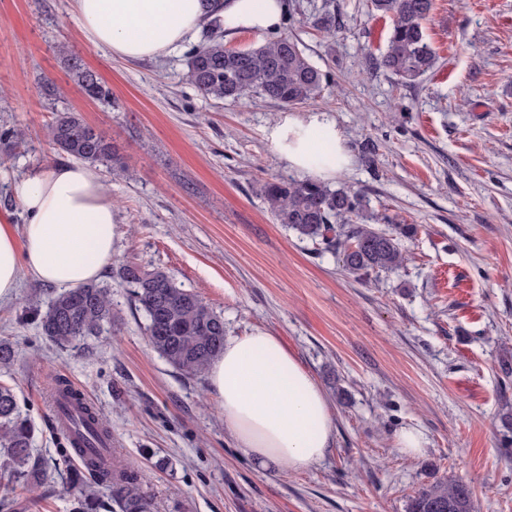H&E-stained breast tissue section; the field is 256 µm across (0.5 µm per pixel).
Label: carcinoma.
<instances>
[{
    "label": "carcinoma",
    "mask_w": 512,
    "mask_h": 512,
    "mask_svg": "<svg viewBox=\"0 0 512 512\" xmlns=\"http://www.w3.org/2000/svg\"><path fill=\"white\" fill-rule=\"evenodd\" d=\"M371 5L392 22L375 65L405 85L416 83L437 63L425 33L432 20L433 0H371ZM219 12L218 0H212L207 22L210 34L188 58V77L202 96L246 106L259 101L294 106L321 94L327 75L296 40L280 36L256 47L230 48L224 44V20ZM312 24L325 36L336 33L333 0H325ZM56 51L86 98L111 97L101 77L74 56L67 44H57ZM46 137L61 154L106 165L117 175L125 173L112 144L77 112L55 113ZM261 197L275 223L337 256L350 275L367 280L374 274L395 273L406 264L404 240L416 233V226L380 227L369 199L360 190L345 185L333 188L314 178H273L263 184ZM117 275L145 315L153 349L186 376L204 373L224 350V317L197 294L179 287L165 271L128 262L119 267ZM112 318V290L96 282L55 294L46 311L38 315L42 334L60 347L98 336L104 326L112 324ZM15 361L13 342L0 339V369L12 367ZM73 424L78 436L67 448L59 449L58 465L70 471L64 492L75 512H153L152 498L137 467L119 461L102 465L95 442L111 429L98 418L94 406L80 407ZM34 434L35 426L22 415L13 389L0 385V480L12 490L41 483L49 467L48 459L33 447ZM100 485L111 488L107 504L94 492ZM406 512H474L473 491L461 479L439 481L418 490Z\"/></svg>",
    "instance_id": "carcinoma-1"
}]
</instances>
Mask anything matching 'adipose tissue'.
I'll return each mask as SVG.
<instances>
[{"label":"adipose tissue","mask_w":512,"mask_h":512,"mask_svg":"<svg viewBox=\"0 0 512 512\" xmlns=\"http://www.w3.org/2000/svg\"><path fill=\"white\" fill-rule=\"evenodd\" d=\"M85 40L129 61L157 59L193 39L205 21L203 0H73ZM224 29L278 32L285 0H222ZM275 150L313 178L335 177L350 157L325 113L284 116L269 132ZM28 217L23 237L0 222V301L22 275L63 289L99 279L112 263L114 217L98 170L66 163L31 173L17 188ZM224 427L261 469L298 472L322 459L334 435L327 397L313 376L269 333L226 338L208 369Z\"/></svg>","instance_id":"adipose-tissue-1"}]
</instances>
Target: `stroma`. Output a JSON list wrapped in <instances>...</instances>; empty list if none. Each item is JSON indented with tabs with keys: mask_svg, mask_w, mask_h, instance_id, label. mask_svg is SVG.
I'll return each mask as SVG.
<instances>
[{
	"mask_svg": "<svg viewBox=\"0 0 512 512\" xmlns=\"http://www.w3.org/2000/svg\"><path fill=\"white\" fill-rule=\"evenodd\" d=\"M323 0H288L282 32L327 75L321 96L286 107L202 97L188 50L124 61L90 45L72 0H0V218L22 233L17 185L61 163L45 139L54 112L101 130L126 176L101 174L114 204L112 327L88 345L59 348L33 315L52 285L23 276L0 306V338L17 360L0 371L33 422L35 446H60L47 394L67 378L112 429V454L137 466L155 512H405L408 500L454 476L476 512H512V0H434L435 68L406 86L369 66L391 21L370 0H336L327 37L308 19ZM64 41L112 91L87 99L56 53ZM61 88L47 95L43 83ZM327 113L350 164L331 186L363 191L375 213L413 224L403 269L365 281L337 258L274 223L260 196L274 177L301 178L276 152L284 114ZM135 262L172 275L224 317L226 335L277 336L325 390L335 439L300 472L262 471L234 446L207 374L187 377L148 342L145 318L115 276ZM419 431L422 451H399ZM7 492L19 512H72L60 489Z\"/></svg>",
	"mask_w": 512,
	"mask_h": 512,
	"instance_id": "stroma-1",
	"label": "stroma"
}]
</instances>
